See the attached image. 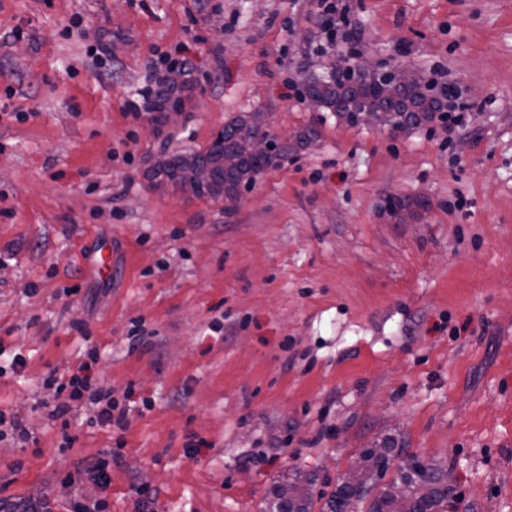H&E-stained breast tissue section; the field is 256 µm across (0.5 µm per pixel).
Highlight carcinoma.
Returning <instances> with one entry per match:
<instances>
[{
	"mask_svg": "<svg viewBox=\"0 0 512 512\" xmlns=\"http://www.w3.org/2000/svg\"><path fill=\"white\" fill-rule=\"evenodd\" d=\"M306 96L316 97L322 107L336 113L340 118L354 122L357 109L369 107L376 110V120L382 126L395 127L413 123L419 125L432 121L437 112L444 107V101L454 98L456 87L450 84L444 88V99L434 96L425 97L412 89L394 93L388 83L375 77L369 81L361 80L357 87L348 86V82L334 75L312 76L306 87ZM174 85L165 76L155 77L153 101L156 110L164 104L179 101L173 95ZM255 134L261 130L260 113L237 118L224 125L221 143L211 146L202 153H179L159 161L150 173L153 186L169 184L174 188H183L178 178V171L185 166L208 163L212 165L210 180L197 185L192 195L225 197L232 200L237 197L242 184L250 182L259 171L280 164L281 159L293 151L292 146H281L260 161L249 153L247 139L241 131ZM233 153L241 159L234 169L223 165L224 155ZM363 464L358 468L361 481L355 486L341 485L326 501L327 512H341L347 501H362L374 489L378 480L387 472L389 456L377 455L369 450L361 455ZM419 476L430 486L428 496H417L416 479L406 469L399 471L400 478L406 485V502L400 503L394 493V482L384 485L369 506V512H448L453 506L452 487L448 485V470L435 464L422 465ZM315 478L308 473H297L293 477L276 485L269 501L270 512H311L313 507V486Z\"/></svg>",
	"mask_w": 512,
	"mask_h": 512,
	"instance_id": "carcinoma-1",
	"label": "carcinoma"
}]
</instances>
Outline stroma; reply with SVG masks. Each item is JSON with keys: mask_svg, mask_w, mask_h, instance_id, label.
I'll return each instance as SVG.
<instances>
[{"mask_svg": "<svg viewBox=\"0 0 512 512\" xmlns=\"http://www.w3.org/2000/svg\"><path fill=\"white\" fill-rule=\"evenodd\" d=\"M347 3L357 51L480 91L464 124L311 109L318 0H0V410L29 432L0 439L7 512H265L294 472L329 494L383 446L389 476L450 469L456 512H512V0ZM165 52L191 71L175 125L125 107ZM255 112L296 151L236 201L153 188ZM92 348L126 430L50 416L45 374Z\"/></svg>", "mask_w": 512, "mask_h": 512, "instance_id": "obj_1", "label": "stroma"}]
</instances>
